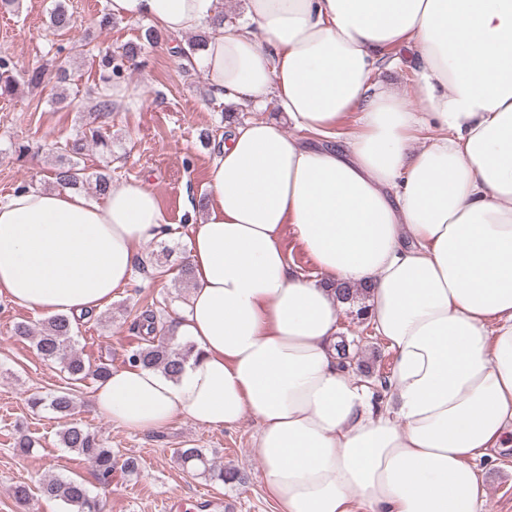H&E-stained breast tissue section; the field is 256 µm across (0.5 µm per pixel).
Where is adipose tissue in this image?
<instances>
[{
	"instance_id": "obj_1",
	"label": "adipose tissue",
	"mask_w": 512,
	"mask_h": 512,
	"mask_svg": "<svg viewBox=\"0 0 512 512\" xmlns=\"http://www.w3.org/2000/svg\"><path fill=\"white\" fill-rule=\"evenodd\" d=\"M166 36L207 29L194 61L213 95L275 118L236 121L214 147L193 290L174 317L182 371L126 365L96 411L131 430L244 416L281 512H481L479 462L512 447V0H106ZM416 49L420 109L379 73ZM338 147L288 136L283 122ZM427 127L434 134L419 140ZM155 191L98 200L64 186L0 201V298L76 318L125 286L164 234ZM291 230L319 277L292 270ZM369 288L393 354L386 380L343 367L334 285Z\"/></svg>"
}]
</instances>
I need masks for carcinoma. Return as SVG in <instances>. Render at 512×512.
<instances>
[{
    "label": "carcinoma",
    "instance_id": "1",
    "mask_svg": "<svg viewBox=\"0 0 512 512\" xmlns=\"http://www.w3.org/2000/svg\"><path fill=\"white\" fill-rule=\"evenodd\" d=\"M74 26L73 14L66 8L63 0H57L50 15V27L57 31H65ZM140 50V46L129 44L120 52H108L99 56L100 66L108 73L105 82L109 83L114 78H121L126 70V64L134 60ZM18 86L17 63L7 56H0V95L10 96ZM89 140L98 147L111 150L109 138L101 128H86L74 138L56 146L60 166L54 171V179L59 185L77 189L92 184L95 193L100 196L105 194L112 184L111 176L100 171L90 174L86 172L85 166L77 161V157L83 154ZM336 292L340 302L349 305L366 295V289L350 286H339ZM137 329L143 333L140 337L141 343L131 349L127 362L145 368L160 369L166 374H177L186 361L189 350L173 351L155 342L156 316L150 311L141 314ZM73 335L72 321L65 316L55 315L42 323L36 336V347L44 358L59 361L64 371L74 381H82L90 376L97 381L107 379L112 373L109 364L100 362L93 366L85 362L71 345ZM31 405L34 408L47 406L55 413L66 417L73 410L74 397L68 392L61 391L47 400L35 398L31 401ZM60 440L64 447L78 452L91 464L99 482L105 484L112 482L114 469L112 449L106 447L94 434L72 423L60 432ZM179 457L183 463L201 469L202 473L213 480L222 483L243 481L238 470H224L210 463L200 448L182 449L179 451ZM41 493L49 499L60 502L63 512H100L99 501L90 494L85 482L78 478L64 479L49 476L41 484Z\"/></svg>",
    "mask_w": 512,
    "mask_h": 512
}]
</instances>
